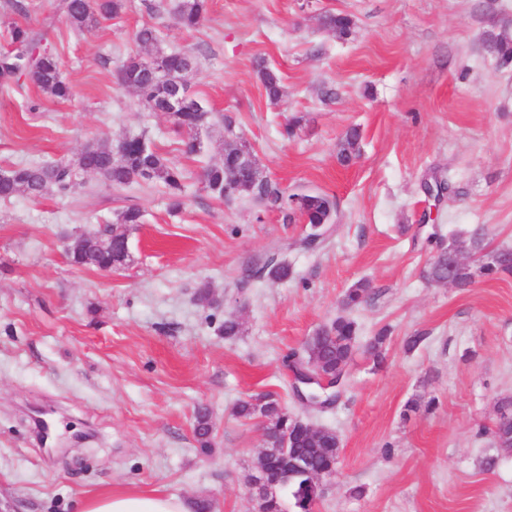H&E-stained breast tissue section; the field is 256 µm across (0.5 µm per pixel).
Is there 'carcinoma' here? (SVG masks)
Segmentation results:
<instances>
[{"label":"carcinoma","mask_w":512,"mask_h":512,"mask_svg":"<svg viewBox=\"0 0 512 512\" xmlns=\"http://www.w3.org/2000/svg\"><path fill=\"white\" fill-rule=\"evenodd\" d=\"M125 8V0H63L62 9L71 27L81 32H91L98 27L100 20L120 15ZM208 0H180L175 17L185 29L196 28L204 19ZM320 28L334 31L341 37L352 33L353 21L341 14L324 13L317 17ZM11 49L0 53V88L9 90L25 80L40 91L64 100L71 94V87L62 79L60 61L55 53L42 47L43 36L31 29L16 25L10 31ZM135 41L142 47H153V59L148 61L138 54L128 56L122 63L118 76L126 87L138 92L140 103L150 112L165 111V98L171 89L183 82L186 67L197 66L196 58L189 52H166L158 47L159 35L152 26H143L135 33ZM485 52L500 63H512V33L490 30L484 34ZM256 73L272 103L283 96V88L278 74L260 58L255 63ZM177 128L186 132L181 151L186 156L200 153L202 144L197 134L203 128H210L224 117L215 115L206 101L195 95H188L179 111L172 114ZM362 134L357 127L349 128L339 143L338 159L350 164L360 157ZM247 146L235 141L229 143L225 151L226 162L211 164L203 169L204 186L213 198L224 201V187L228 178L235 177L234 188L237 198H249L257 204L277 209L284 213V219L294 220V216L284 208L282 199L286 190H268L261 184V171L235 166L238 155ZM96 167L95 175L114 190H122L133 183L145 185L161 184L170 200V208L179 210L186 197V176L183 168L169 160L153 148L141 134L129 135L123 139L122 152L112 151V145L90 143L83 147L77 159L50 161L29 166H19L0 173V200H8L19 193L39 199L45 195L43 189L60 193L83 191L87 174L85 164ZM302 206L307 224L314 232H319L327 224L333 223L336 212L334 199L325 193L306 192L301 194ZM143 220L142 210L129 206L116 213L112 224L104 230L83 231L68 247L64 248L68 259L75 265L110 271L112 264L123 265L129 257L127 229ZM453 243L468 249L479 256V263L460 264L454 272L455 287L465 290L471 287L478 277L488 280L512 276V251L497 249L486 251L484 234L475 232L467 238L452 237ZM448 274L445 262L433 258L426 270V279L440 284ZM371 295L369 282L359 280L343 294L342 308L354 311L365 304ZM390 329L384 327L370 337L365 352L376 364L384 360ZM359 327L357 322L346 315L336 317L329 325L319 329L304 343L301 361L314 364L323 372L346 376V368L352 358ZM270 412L279 418L282 433L289 434L292 442L288 450L280 449L279 437L273 435L265 442L262 470L248 474L247 480L254 481L268 472L266 482L272 491L259 499L256 512H284L283 502L277 492L281 491L293 500L295 512H313L320 499L318 486L313 481L316 471L333 470L340 453V439L330 429L309 433L303 421L288 413L271 394H261L254 399L239 402L235 413L239 417L253 418L259 413ZM212 431L209 411L200 408L196 411L194 433L200 444V451H211Z\"/></svg>","instance_id":"1"}]
</instances>
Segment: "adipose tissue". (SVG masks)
I'll return each instance as SVG.
<instances>
[{
  "label": "adipose tissue",
  "instance_id": "obj_1",
  "mask_svg": "<svg viewBox=\"0 0 512 512\" xmlns=\"http://www.w3.org/2000/svg\"><path fill=\"white\" fill-rule=\"evenodd\" d=\"M76 512H192V504L186 498L158 491L151 494L100 492L80 498Z\"/></svg>",
  "mask_w": 512,
  "mask_h": 512
}]
</instances>
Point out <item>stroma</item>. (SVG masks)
<instances>
[{"label":"stroma","instance_id":"obj_1","mask_svg":"<svg viewBox=\"0 0 512 512\" xmlns=\"http://www.w3.org/2000/svg\"><path fill=\"white\" fill-rule=\"evenodd\" d=\"M58 0H0V49L10 27L43 34L72 88L69 100L33 85L0 92V171L74 159L91 142L145 134L186 171L171 211L162 187L116 191L87 176L88 192L0 201V502L18 512H73L90 491L159 490L205 498L212 512H252L246 476L264 438L242 400L272 394L290 414L336 432V471L314 512H512V455L497 469L492 429L512 398V278L466 291L426 280L431 233L483 230L489 249L512 248V66L485 52L482 34L512 22V0H211L202 24L178 27V0H126L117 17L77 33ZM346 13L349 37L320 29ZM160 32L164 51L193 52L190 91L226 115L264 175L288 192L336 202L320 241L250 199H214L203 167L224 158V127L202 132L186 157L170 115L149 112L117 70L135 31ZM266 59L283 86L267 100L254 68ZM338 96L323 102L320 90ZM302 123L292 138L288 117ZM352 126L362 153L341 165ZM454 196L432 205L424 181ZM137 205L130 260L104 273L71 264L66 236ZM288 278L265 273L269 259ZM367 280L354 311L362 338L389 327L385 360L355 349L336 404L309 408L284 362L342 315L340 300ZM211 292L197 300L198 289ZM243 330L225 338V318ZM423 335L415 349L408 336ZM434 401L410 411L409 402ZM208 409L211 453L198 449L196 407Z\"/></svg>","mask_w":512,"mask_h":512}]
</instances>
